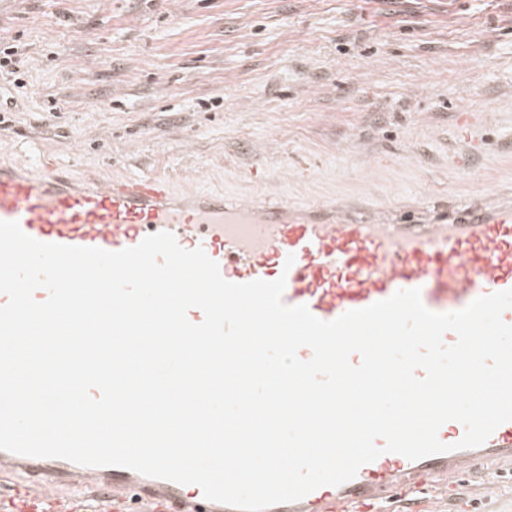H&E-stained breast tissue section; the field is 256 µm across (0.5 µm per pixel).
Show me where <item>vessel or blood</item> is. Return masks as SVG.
Here are the masks:
<instances>
[{"label":"vessel or blood","instance_id":"1","mask_svg":"<svg viewBox=\"0 0 512 512\" xmlns=\"http://www.w3.org/2000/svg\"><path fill=\"white\" fill-rule=\"evenodd\" d=\"M0 220L18 222L48 243L119 251L168 231L187 249L202 248L228 281L285 277L283 300L307 305L331 321L420 288L426 308L449 313L475 298L512 289V205L486 207L472 200L458 211L421 223L413 212L398 221L337 222L331 204L239 202L223 193L176 192L159 174L119 176L106 183L75 182L58 167L32 172L0 159ZM293 265H286V258ZM512 464V421L476 448L411 461L385 453L339 486L320 487L268 512H374L377 502L419 493L435 482L448 494V478L472 464ZM71 461L0 451V475L23 472L30 485L0 497V512H126L127 491L157 512H235L206 500L200 487L142 475L124 467H82L93 498L70 493Z\"/></svg>","mask_w":512,"mask_h":512}]
</instances>
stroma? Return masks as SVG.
Instances as JSON below:
<instances>
[{
  "instance_id": "obj_1",
  "label": "stroma",
  "mask_w": 512,
  "mask_h": 512,
  "mask_svg": "<svg viewBox=\"0 0 512 512\" xmlns=\"http://www.w3.org/2000/svg\"><path fill=\"white\" fill-rule=\"evenodd\" d=\"M0 157L108 180L403 206L512 203V0H0ZM57 114H49V106ZM478 467L440 512H512Z\"/></svg>"
}]
</instances>
